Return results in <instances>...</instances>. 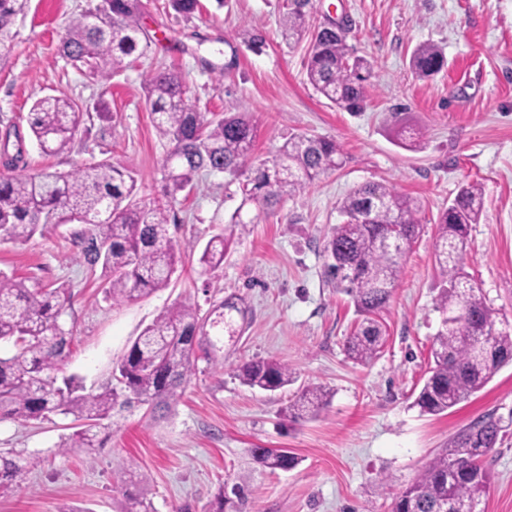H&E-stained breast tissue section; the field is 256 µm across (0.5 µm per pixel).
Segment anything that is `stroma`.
I'll return each instance as SVG.
<instances>
[{
    "label": "stroma",
    "instance_id": "35a3bbf8",
    "mask_svg": "<svg viewBox=\"0 0 512 512\" xmlns=\"http://www.w3.org/2000/svg\"><path fill=\"white\" fill-rule=\"evenodd\" d=\"M88 0H31L11 51L0 57V139L27 133L32 103L45 95L80 108L106 101L112 132L80 126L70 153L42 156L25 141L15 170L67 172L107 160L135 177L144 202L160 199L169 143L145 103L144 72L181 73L192 103L208 113L243 112L258 127L248 168L271 160L294 134L330 137L341 168L301 194L261 212L246 231L231 216L242 178L200 173L173 207L180 243H193L167 288L124 302L106 299L90 277L77 225L47 229L26 243L0 238V272L71 298L61 317L74 336L60 373L86 391L112 379L117 363L164 308L183 300L202 312L222 307L224 329L211 332L184 391L168 408L116 415L91 458L58 454L71 418L0 422V451L34 458L21 487L0 491V512H123L131 460L154 512H206L224 482L248 486L246 512H391L395 496L462 427L481 416L506 431L487 458L483 512H512V363L497 370L468 402L448 413H421L415 398L427 376L440 326L436 299L445 277L434 262L436 222L468 183H480L483 214L472 225L466 271L502 318L512 322V0H311V22L336 19L347 42L373 63L362 111L337 109L308 84L311 32L285 43L279 17L286 0H199L185 18L169 0H139L150 38L144 56L107 83L87 77L60 51L71 19ZM261 31V50L250 46ZM439 46L446 66L429 78L411 68L414 49ZM420 130V148L396 132ZM381 182L413 198L422 229L401 261L397 288L381 319L386 343L371 362L346 351L357 315L349 296L325 281L324 247L341 223V201L356 187ZM229 237L221 266L200 264L214 235ZM249 360L288 364L294 385L270 393L235 373ZM332 393L315 417L289 422L297 387ZM254 448H285L300 463L270 472L252 463Z\"/></svg>",
    "mask_w": 512,
    "mask_h": 512
}]
</instances>
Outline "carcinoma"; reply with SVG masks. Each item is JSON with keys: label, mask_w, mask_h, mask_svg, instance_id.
<instances>
[{"label": "carcinoma", "mask_w": 512, "mask_h": 512, "mask_svg": "<svg viewBox=\"0 0 512 512\" xmlns=\"http://www.w3.org/2000/svg\"><path fill=\"white\" fill-rule=\"evenodd\" d=\"M31 0H0V56L17 36L16 23ZM310 0H290L280 20L283 41L299 37L310 24ZM149 37L138 15V0H89L69 23L63 56L99 81H108L144 55ZM446 65L441 48H416L412 67L420 77ZM372 64L354 55L346 37L317 28L306 63L309 84L321 96L349 112L361 110L368 96ZM146 102L158 135L171 144L164 165V202L136 199L135 179L127 169L107 161L73 171L48 168L33 174L0 176V237L15 243L38 231L78 223L76 233L90 271H101L106 297L129 301L165 288L181 262V248L171 226L172 203L192 188L200 172L239 175L256 140V129L244 114L206 116L188 97L176 72L145 77ZM92 119L72 99L44 96L29 111V135L46 156L67 154L79 127ZM343 164L340 146L325 137L294 135L271 161L256 168L242 185L243 199L232 223L244 229L254 218L245 206L268 209L303 192ZM483 193L478 183L461 187L437 224L435 263L448 279L436 309L440 328L433 337L428 375L415 405L423 414L439 415L466 402L499 367L512 361V326L498 318L479 286L465 272L471 225L479 223ZM343 222L331 229L325 246L326 279L350 297L361 316L347 340L349 356L362 364L381 351L383 331L377 316L398 286L401 261L420 234L418 208L407 195L382 183L353 189L341 202ZM227 239L216 235L206 243L200 262H224ZM71 294L65 288H33L23 278L0 274V343L14 353L0 355V422L38 421L51 414L73 417L76 430L62 440L58 453L79 451L89 457L102 447L98 434L116 411L156 406L179 396L192 375L195 349L205 327L224 322L223 314L203 315L186 299L162 310L119 361L110 383L96 392L72 378L54 373L71 353L73 338L60 324ZM243 384L275 392L292 382L293 373L280 362L252 360L236 368ZM332 394L321 385L302 388L287 412L299 420L327 406ZM504 426L489 415L459 430L448 447L394 499L393 512H482L490 470L486 458ZM253 461L272 472L289 471L299 458L286 448H253ZM34 461L19 455L0 456V488L25 480ZM231 496L220 487L211 512H243L247 491L232 485Z\"/></svg>", "instance_id": "obj_1"}]
</instances>
